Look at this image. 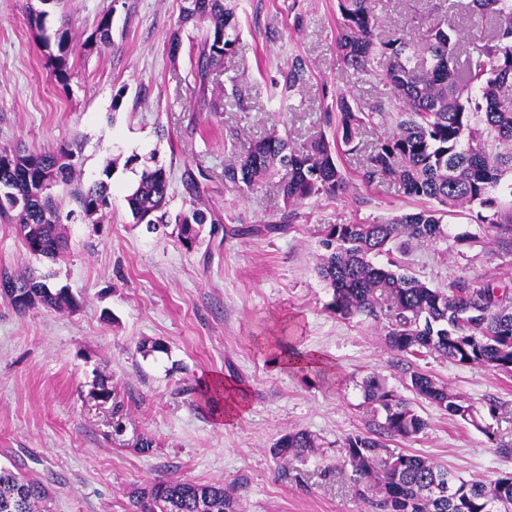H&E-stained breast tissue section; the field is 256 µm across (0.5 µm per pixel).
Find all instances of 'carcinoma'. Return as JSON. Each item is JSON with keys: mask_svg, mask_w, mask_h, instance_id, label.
Wrapping results in <instances>:
<instances>
[{"mask_svg": "<svg viewBox=\"0 0 512 512\" xmlns=\"http://www.w3.org/2000/svg\"><path fill=\"white\" fill-rule=\"evenodd\" d=\"M180 22H208L197 42L193 66L198 94L207 101L211 73L235 53L240 39L237 4L233 0H183ZM339 28L336 48L348 68L374 74L389 85L385 101L363 105L340 96L337 116L325 113L323 124L336 121L332 137L319 133L305 143L290 144L288 135L273 129L268 135L234 148L237 158L224 166V180L248 190L279 176L276 190L285 210L275 224L252 232L288 229L294 206L322 195L334 197L349 187L340 155L364 157L363 180L396 184L409 198L434 206L404 213L391 220L324 227L318 273L332 290L329 308L340 316L383 315L391 350L414 358L437 355L461 365L480 364L512 373V287L490 277L478 283L467 274L452 278L444 288H431L404 265L375 261L379 255L404 254L414 246L448 239L444 217L455 209L477 206L479 223L493 232V241L512 252V207H501L492 191L512 172V0H469L472 25L484 30L477 58L460 60L461 33L446 20H435L419 38L401 32L385 37L375 33L374 0H337ZM49 11L30 15L40 41L59 78L66 79L71 36L47 32ZM112 12L99 18L84 44H111ZM57 41L58 53L51 50ZM280 103L312 78L299 55L288 58L279 71ZM390 123L387 135L374 144L362 139L365 128ZM73 152L66 148L39 155L0 150V218L16 222L24 245L34 256L52 258L67 246L60 228L55 188L71 185ZM21 187L26 202L15 206L6 192ZM184 187L189 209L172 213L170 180L161 166L142 164L135 186L125 195L133 223L150 232L170 226L190 250L199 242L204 224L218 232L219 220L198 203L200 184L189 173ZM104 181L71 195L80 215L91 224L107 205ZM18 288H28L36 303L55 311L75 307L74 295L53 288L32 270L0 273ZM406 388L453 418L476 424L498 418L497 406L477 412L448 386L423 370L409 372ZM364 403L377 418V431L356 433L340 441L350 481L370 512H512V472L493 484L464 480L453 471L416 453L394 454L384 437L413 439L425 432L427 421L411 402L389 388L377 375L362 385ZM322 443L306 430L282 434L271 448L284 462L306 461ZM47 498L43 484L0 468V512H39ZM132 512H240L239 501L224 486L166 479L137 491Z\"/></svg>", "mask_w": 512, "mask_h": 512, "instance_id": "obj_1", "label": "carcinoma"}]
</instances>
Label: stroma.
Masks as SVG:
<instances>
[{"instance_id":"1","label":"stroma","mask_w":512,"mask_h":512,"mask_svg":"<svg viewBox=\"0 0 512 512\" xmlns=\"http://www.w3.org/2000/svg\"><path fill=\"white\" fill-rule=\"evenodd\" d=\"M435 0H377V31L415 37ZM241 35L234 55L214 70L215 99L241 88V106H197L193 71L204 25L180 24L182 0H65L49 30L68 31V81L47 66L29 23L40 0H0V150L39 154L64 147L77 166L74 186H110L98 223H67L68 247L56 259L31 255L14 224L0 220V271L34 269L67 287L78 306L18 311L0 296V466L41 480L47 512H128L130 493L163 479L220 484L241 512H367L337 446L371 421L360 392L376 374L405 394L406 357L388 346L381 322L331 312L319 277L328 224L389 219L421 209L391 183L362 182L357 157L339 164L350 182L337 197L296 206L283 233L249 235L278 220L274 185L252 191L225 181L234 147L287 128L303 143L326 110L347 94L371 104L388 85L346 71L336 52V0H239ZM112 44L87 47L104 11ZM182 45L168 53L172 32ZM304 58L312 79L280 108L273 81L289 56ZM156 159L170 175V208L187 209L183 179L205 170L202 202L221 219L223 238L185 249L171 235L133 224L124 195L135 174L130 156ZM448 240L414 247L403 264L433 288L459 273L477 282L512 281V252L489 241L475 212L448 214ZM156 344L142 352L141 344ZM319 355L318 367L286 364L288 350ZM418 368L477 410L496 403L497 441L422 399L428 422L411 440L388 439L396 453H418L463 479L489 482L512 472V373L429 356ZM223 374L249 407L220 427L202 396L204 377ZM107 384L109 400L97 396ZM303 429L322 446L306 462L282 464L270 452L279 436ZM151 448H141V440Z\"/></svg>"}]
</instances>
